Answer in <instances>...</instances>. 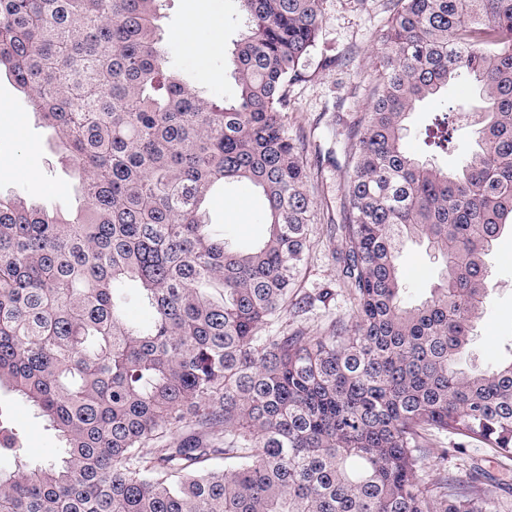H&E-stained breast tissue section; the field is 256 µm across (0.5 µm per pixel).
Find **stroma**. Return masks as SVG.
I'll return each instance as SVG.
<instances>
[{
    "label": "stroma",
    "mask_w": 512,
    "mask_h": 512,
    "mask_svg": "<svg viewBox=\"0 0 512 512\" xmlns=\"http://www.w3.org/2000/svg\"><path fill=\"white\" fill-rule=\"evenodd\" d=\"M389 0H322V22L315 49L305 66V76L290 87L292 107L283 118L290 136L311 172L309 193L317 217L308 227L305 261L298 278L299 295L314 297L313 305L278 321V328L300 327L309 335L325 333L332 321L348 317L352 299L334 252L341 239L331 225L342 223L347 210L345 160L347 132L368 102V86L380 65V36L389 16ZM238 0H219L217 13L204 0H165L159 19L168 51L204 94L229 99L236 93L231 76L225 75L234 43L241 33L237 21ZM203 46L202 54L190 53L187 37ZM218 50H210L212 42ZM464 105L472 112L482 103L473 79L449 83L447 90L419 103L408 119L407 150L420 158L428 153L423 143L425 128L444 104ZM0 193H24L47 206L67 211L75 204L74 176L55 151L51 133L35 121L27 101L9 78L0 76ZM263 202L257 191L244 184L218 190L208 207L210 223L229 241L246 244L266 232ZM491 283L484 314L474 330L468 364L483 367L496 362L512 342V231L502 233L488 258ZM404 299L413 304L429 297L438 279L440 264L425 245L407 243L399 255ZM0 427L21 431L27 458L42 461L53 455L60 442L34 408L13 392L0 391ZM439 447L448 451L449 472L462 476L472 467L486 477L483 491L495 500L499 512H512V460L493 455L478 444L459 448L457 438L443 435Z\"/></svg>",
    "instance_id": "35a3bbf8"
}]
</instances>
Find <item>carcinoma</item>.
<instances>
[{"label": "carcinoma", "instance_id": "1", "mask_svg": "<svg viewBox=\"0 0 512 512\" xmlns=\"http://www.w3.org/2000/svg\"><path fill=\"white\" fill-rule=\"evenodd\" d=\"M161 3L0 0V74L82 199L64 214L0 196V389L61 441L30 467L6 439L19 464L0 469V512H498L479 473L433 478L427 462L448 458L443 433L512 460V356L462 366L512 228V0H390L336 226L352 312L322 336L266 331L300 308L314 205L283 117L321 0H239L237 95L218 102L161 45ZM462 75L484 106L450 173L404 140L415 105ZM457 111L426 145L448 151ZM226 182L266 203L268 235L247 248L205 220ZM409 241L442 261L415 306Z\"/></svg>", "mask_w": 512, "mask_h": 512}]
</instances>
